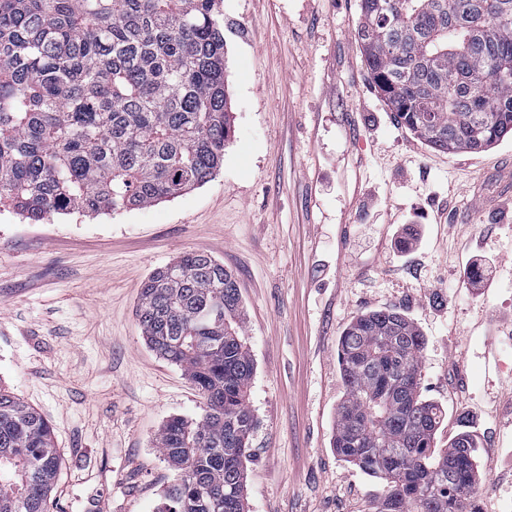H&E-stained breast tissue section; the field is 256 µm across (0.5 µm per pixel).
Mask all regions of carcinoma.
<instances>
[{
    "label": "carcinoma",
    "mask_w": 512,
    "mask_h": 512,
    "mask_svg": "<svg viewBox=\"0 0 512 512\" xmlns=\"http://www.w3.org/2000/svg\"><path fill=\"white\" fill-rule=\"evenodd\" d=\"M356 38L377 92L431 148L512 135V0H360ZM219 0H0V206L30 224L99 216L207 183L230 139ZM487 74L492 98L471 90ZM136 317L148 347L203 397L154 448L179 474L160 512H246L254 363L234 275L196 252L154 270ZM424 338L385 308L339 339L333 447L383 479L379 512H463L474 448L435 447L445 412L421 399ZM59 470L47 421L0 388V512H48Z\"/></svg>",
    "instance_id": "carcinoma-1"
}]
</instances>
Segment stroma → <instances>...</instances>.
I'll list each match as a JSON object with an SVG mask.
<instances>
[{"mask_svg":"<svg viewBox=\"0 0 512 512\" xmlns=\"http://www.w3.org/2000/svg\"><path fill=\"white\" fill-rule=\"evenodd\" d=\"M221 10L232 133L212 180L98 217L0 208V387L54 430L49 512H158L176 481L153 440L203 398L147 348L135 306L148 274L190 251L240 289L248 512H378L385 482L332 442L338 339L384 308L425 340L421 394L446 413L436 447L467 433L476 496L512 512V136L448 154L404 129L363 63L359 0Z\"/></svg>","mask_w":512,"mask_h":512,"instance_id":"1","label":"stroma"}]
</instances>
